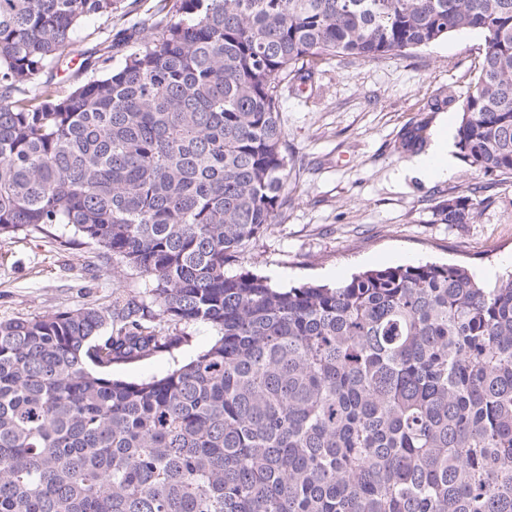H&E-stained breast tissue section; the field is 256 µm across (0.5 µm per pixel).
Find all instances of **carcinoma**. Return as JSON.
<instances>
[{"instance_id":"cac0c4a2","label":"carcinoma","mask_w":512,"mask_h":512,"mask_svg":"<svg viewBox=\"0 0 512 512\" xmlns=\"http://www.w3.org/2000/svg\"><path fill=\"white\" fill-rule=\"evenodd\" d=\"M0 0V235L74 229L149 276L132 302L0 321V512H512V272L232 270L288 205L279 85L317 61L483 36L460 160L512 178V0ZM137 50L112 68L110 49ZM80 57L86 79L54 70ZM422 117L398 133L420 153ZM473 203L448 200L467 224ZM214 342L162 377L113 368Z\"/></svg>"}]
</instances>
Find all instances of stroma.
<instances>
[{
  "instance_id": "obj_1",
  "label": "stroma",
  "mask_w": 512,
  "mask_h": 512,
  "mask_svg": "<svg viewBox=\"0 0 512 512\" xmlns=\"http://www.w3.org/2000/svg\"><path fill=\"white\" fill-rule=\"evenodd\" d=\"M483 38L455 33L431 45L372 60L321 61L311 82L281 84L280 119L288 141L290 200L267 232L243 252L238 267L258 270L288 288L335 284L352 274L419 262L460 264L492 280L512 270V180L477 189L461 161L432 178L414 154L398 152L397 134L429 115L424 150L454 145L463 98ZM444 110L427 113L434 99ZM472 197L470 223L451 224L449 198ZM153 281L126 267L71 227L50 234L0 236V321L116 300L153 302ZM188 345L122 369L132 381L160 377L208 347V324H179Z\"/></svg>"
}]
</instances>
